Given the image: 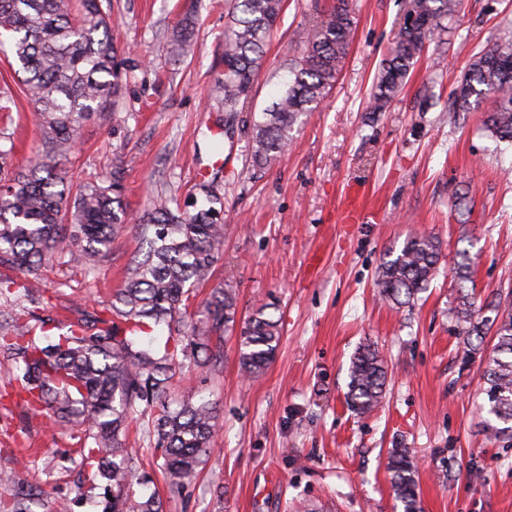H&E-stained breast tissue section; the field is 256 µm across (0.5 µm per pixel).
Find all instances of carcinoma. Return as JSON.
<instances>
[{"mask_svg": "<svg viewBox=\"0 0 512 512\" xmlns=\"http://www.w3.org/2000/svg\"><path fill=\"white\" fill-rule=\"evenodd\" d=\"M224 74L213 97L224 105L229 132L247 103L264 58L268 34L284 0H227ZM454 0H408L403 23L376 77L371 108L382 111L403 87L426 42L453 11ZM354 16L349 0L316 12L297 56L286 66L284 89L248 126L249 161L263 169L285 155L290 133L315 111L336 84L348 55ZM197 17L186 12L171 30L176 57L193 45ZM0 35L21 76L22 92L36 106L43 149L11 175L14 149L12 112L16 98L0 90V256L26 279L0 277V348L10 353L17 394L28 410L84 427L86 462L92 481L103 487L102 512H162L158 498L130 491L136 479V451L126 445L132 421L142 422L148 443L161 460L172 494L191 487L210 453L219 428L213 404L201 398L177 407L169 399L184 378L216 373L224 366V334L236 337L238 360L248 377L261 374L281 341V326L263 310L238 318L237 289L214 288L195 303L197 288L224 251V197L206 183L184 203L158 194L146 213L133 220L122 206L121 171L112 183H86L70 197L68 166L88 122L118 112L127 84L121 49L102 0H0ZM495 97L483 130L512 142V40L504 38L474 56L455 91L456 112L471 98ZM141 240L128 264L124 286L110 292L108 318L81 317L55 336L47 319L28 304L43 299L38 271L61 254L95 276L99 263L128 225ZM442 246L432 236L411 233L402 248L386 253L375 281L381 299L404 306L417 299L435 277ZM458 288L449 309L462 339L463 360L471 362L484 337L493 348L483 361L487 417L482 432L512 448V302H478L472 260L465 251L452 268ZM167 328L162 344H144L143 333ZM387 370L371 343L351 359L346 404L359 417L373 413L385 395ZM387 471L400 512H423L416 466L406 448L389 452Z\"/></svg>", "mask_w": 512, "mask_h": 512, "instance_id": "cac0c4a2", "label": "carcinoma"}]
</instances>
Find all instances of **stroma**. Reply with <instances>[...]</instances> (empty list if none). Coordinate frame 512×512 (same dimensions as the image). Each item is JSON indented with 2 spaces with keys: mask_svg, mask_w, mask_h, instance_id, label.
I'll list each match as a JSON object with an SVG mask.
<instances>
[{
  "mask_svg": "<svg viewBox=\"0 0 512 512\" xmlns=\"http://www.w3.org/2000/svg\"><path fill=\"white\" fill-rule=\"evenodd\" d=\"M110 2L128 84L118 119L89 124L71 154L77 179L110 184L121 159L123 205L134 215L151 193L182 199L198 183L213 184L224 196L226 236L210 284L233 283L244 317L276 304L282 329L260 376L241 378L231 337L222 374L177 388L175 401L203 394L222 422L205 468L183 495L169 494L140 425H132L137 468L164 512H301L304 504L310 512H393L386 462L395 446L410 449L417 463L424 512H512V448L481 431V362L462 364L448 318L458 251L475 256L483 300H494L512 276V147L482 129L492 99L451 111L471 59L512 33V0H459L381 112L370 111L369 98L406 0H350L356 25L335 86L296 126L288 154L262 170L248 163L243 123L274 101L302 30L330 0H286L242 122L219 158L206 131L221 117L208 92L224 70V0ZM190 9L200 28L193 53L179 59L168 35ZM15 123L13 163L21 169L41 148L27 100ZM461 194L466 215L454 206ZM358 199L373 208L372 223L343 222ZM414 230L441 242L439 272L418 301L396 308L378 300L374 283L386 250ZM139 247L136 229L127 228L93 279L56 260L43 272L51 302L43 317L101 311ZM367 340L387 361L388 386L379 410L361 419L344 394L351 357ZM16 374L0 353V471L15 475L0 485V505L33 488L37 512H56L58 501L74 498V512H101L83 465V428L27 413L13 394ZM472 469L483 471L484 482L469 480Z\"/></svg>",
  "mask_w": 512,
  "mask_h": 512,
  "instance_id": "stroma-1",
  "label": "stroma"
}]
</instances>
